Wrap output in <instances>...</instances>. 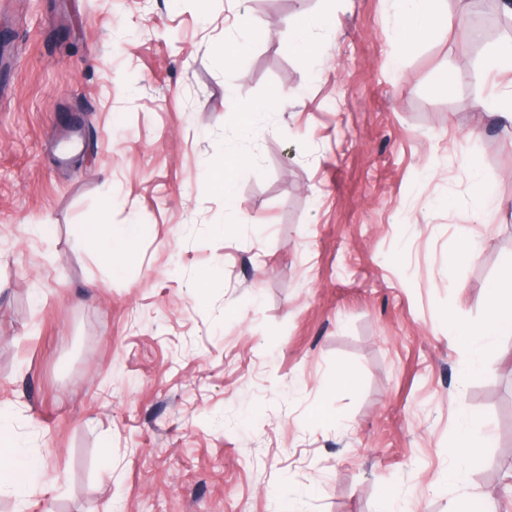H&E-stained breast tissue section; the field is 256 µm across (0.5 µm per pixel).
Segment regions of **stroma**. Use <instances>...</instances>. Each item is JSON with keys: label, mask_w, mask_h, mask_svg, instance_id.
<instances>
[{"label": "stroma", "mask_w": 512, "mask_h": 512, "mask_svg": "<svg viewBox=\"0 0 512 512\" xmlns=\"http://www.w3.org/2000/svg\"><path fill=\"white\" fill-rule=\"evenodd\" d=\"M447 5L401 53L397 0H0V407L42 467L0 512H448L466 414L470 485L512 512V335L472 373L448 332L512 261V209L470 219L472 168L512 201L483 108L512 72ZM100 223L138 225L133 261ZM323 25V19L313 15H303L298 23V38L294 42H288L286 49L288 52L295 53L306 58H312L316 55V47L310 42L306 34L312 29ZM245 162L241 158L225 156L220 161L212 165L214 173V188L218 191H224V195H230L229 182L226 179V173H242L245 171ZM225 172V179H224ZM137 228L138 225L129 224L117 232L109 224H92L89 225L87 232L101 243V258L112 266L114 254L122 260H130L134 257ZM486 441L482 420L467 415L461 420L454 442L448 448V454L457 466L450 471L449 479L458 485L468 484V473L475 462L480 459L481 448Z\"/></svg>", "instance_id": "obj_1"}]
</instances>
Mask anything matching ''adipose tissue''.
Here are the masks:
<instances>
[{
  "label": "adipose tissue",
  "mask_w": 512,
  "mask_h": 512,
  "mask_svg": "<svg viewBox=\"0 0 512 512\" xmlns=\"http://www.w3.org/2000/svg\"><path fill=\"white\" fill-rule=\"evenodd\" d=\"M400 22L395 31V42L399 50L430 39L436 24L445 11L446 0H399ZM88 234L101 245V257L111 261L112 257L132 259L138 236L136 225H126L114 230L108 224H92ZM449 331L457 335L469 353V366L481 371L485 365V354L497 337L512 334V262L505 265L499 276L488 286V306L485 320L476 327H464L449 321ZM486 441L484 424L476 416L468 415L461 420L456 437L448 448L456 466L450 471V480L464 486L468 473L480 458ZM42 471L37 454L21 448L13 429L0 424V493L14 497L19 504H26L29 497L40 487Z\"/></svg>",
  "instance_id": "1"
}]
</instances>
